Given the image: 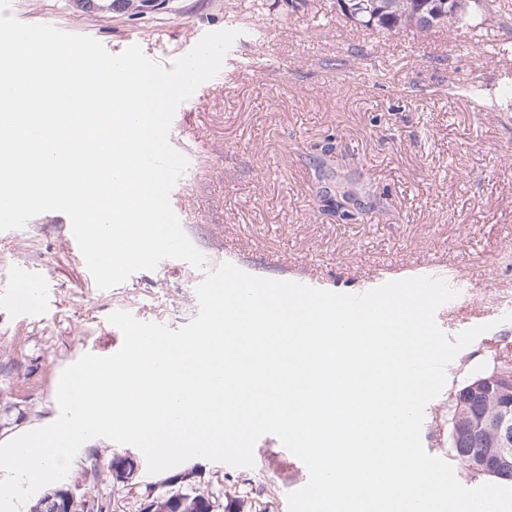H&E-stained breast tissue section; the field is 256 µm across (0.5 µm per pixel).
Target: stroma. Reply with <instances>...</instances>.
<instances>
[{
    "label": "stroma",
    "mask_w": 512,
    "mask_h": 512,
    "mask_svg": "<svg viewBox=\"0 0 512 512\" xmlns=\"http://www.w3.org/2000/svg\"><path fill=\"white\" fill-rule=\"evenodd\" d=\"M9 13L66 25L113 54L136 44L166 65L206 33L237 31L223 77L198 87L171 125L172 146L189 160L175 189L184 231L206 269L228 262L338 292L445 271L460 296L437 310L438 326L450 336L487 330L425 409L424 448L444 457L450 393L469 370L512 357V0L461 29L396 37L346 23L336 0H169L141 19L101 18L76 0H10ZM344 192L351 221L335 215ZM66 224L45 212L0 232V286L15 288L16 269L28 266L38 299L26 316L0 299V445L55 420L64 368L121 348L112 312L176 329L199 310L202 270L188 263L99 289L68 252ZM116 452L140 454L90 440L65 481L75 498L138 512L167 474L142 466L114 485L106 464ZM255 453L247 471L200 457L182 467L214 495L244 499L247 512H286L305 468L272 435Z\"/></svg>",
    "instance_id": "obj_1"
}]
</instances>
